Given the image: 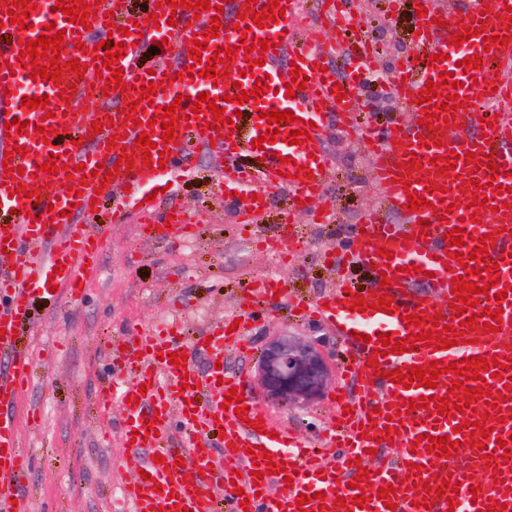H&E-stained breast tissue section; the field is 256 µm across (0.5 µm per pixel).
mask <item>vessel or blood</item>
<instances>
[{
  "label": "vessel or blood",
  "instance_id": "obj_1",
  "mask_svg": "<svg viewBox=\"0 0 512 512\" xmlns=\"http://www.w3.org/2000/svg\"><path fill=\"white\" fill-rule=\"evenodd\" d=\"M14 0L0 5V154L13 146L23 147V154H15L9 169L25 168L24 176L6 181L0 186V207L12 210L13 220L0 224V319H5L6 334L0 338V512H30V505L22 493L29 474V459L21 451L11 413L18 392L28 384L30 356L19 354L12 336L25 318L31 296L47 292L56 285L58 293L74 299L80 296V281L96 274V264L105 244L89 220L96 209L92 205L95 188H103L112 198V211L116 219L132 216L142 226L161 227L170 224L173 234L186 227V212L182 207L161 213L157 204L150 202L149 194L185 176L194 168V157L181 148L182 141L197 139L203 146L219 142L224 151V168L218 177L226 193L252 192V199L234 201L233 212L239 223L251 224L257 211L267 208L273 193L289 192L292 201H304L324 194L331 178L325 169L326 156L322 148L324 133L331 122H339L345 133H359L356 115L360 110L361 94L353 85L343 87L344 99H336L330 91L335 82L334 72L325 68L328 48L313 36H300L298 0H280L284 18L265 22L263 28L253 29L259 39L273 40L269 50L253 51L257 66L247 67L244 59L225 63L231 74L250 69L241 89L251 90L256 79H266L270 90L258 102L238 105L225 103L227 123L221 128L209 127L210 111H203L199 120L187 121L188 105L177 108L180 119L175 142L169 143L164 154H152V161H163L162 169L153 171L144 166L143 150L137 149L140 134L151 131L152 142H160V125L154 124L153 111L139 113V125L125 124L123 109L138 101L140 89L157 83L154 97L156 105L173 104L176 96L197 99L199 94L213 96L235 95L237 89L216 85L214 79L199 77L200 66L191 59L189 50L196 33L209 30L211 18H219L221 27L216 37L210 38L202 52L203 58L213 57L216 49L238 47L241 33L235 25L239 15L246 11L260 12L269 0H210V10L194 16L185 8L157 10L156 20L161 34L167 35L165 52L153 66L142 62L139 48V28L135 15L128 8L129 0H102L87 23H70L67 15L57 11L56 0H33L35 9L29 21L30 30L7 23V7ZM427 13L420 19L413 36V52L403 67L393 73L395 96L407 108L408 116L398 117L391 129L386 130L378 149L371 157L370 174L379 186L388 208L400 211L403 221L388 223L380 212L370 213L361 230L352 231L347 240L346 257L364 263L389 277L387 288L372 286L364 289L363 296L370 309H353L352 296L346 293V281L337 278L330 290L324 291L310 308V315L337 326L347 336L354 358V375L363 377L365 385L358 398H343V406L350 412L342 416L339 437L345 442L347 460L363 456L365 450L376 447L379 438L392 437L388 447V460L377 473L364 482L363 494L369 497V507L351 504L354 495L346 480L340 479L335 467L323 463L315 455L304 452L287 431H278L276 437L257 433L253 423L262 414L251 389L243 377H233L231 383H219V372L209 368L199 375L193 366L180 369L169 363L170 353L195 356L206 353L210 360L223 359L226 350L243 348L246 341L238 330H231L229 321H221L208 329L206 335L196 336L192 344L175 339L173 334L138 335L136 342L128 344L124 353L115 357L112 387L102 393L99 404L103 412H110L113 404L124 409L122 434L129 443V458L123 469L129 478L123 486V496L130 512H146L147 508L167 506L169 495H177L180 507L187 512H219L217 496L220 492L239 486L243 489L242 504L232 512H299L297 498L312 491L316 497L309 502L310 512H484L486 506L512 507V458L504 459L505 450H512V418L506 423H495L490 414L492 405L475 401L467 412L452 411L446 420L436 421L429 409L421 408L409 413L401 412L400 400H419L423 397H446L450 374H441L437 389L422 386L404 388L390 382L387 371L412 366H425L439 360L452 364L464 358L480 356L512 357V290L505 301H497L495 294H480L479 306L467 307V315L475 316L473 331L467 332L466 342L448 349L431 351L423 341H415L411 350L401 354H388L378 359L377 366H368L378 344L373 337L379 333L391 334L393 340L409 337L411 330L405 318L423 316V329H432L428 317L440 314L441 324L459 325L460 319L453 306L451 289L456 277L473 267L470 255L474 240L482 235L493 238L489 250L491 261L499 266L500 282L512 283V213H500L503 203L512 204V40L507 44L485 46L476 36L472 44L455 47L450 43L452 34L462 26L479 29L481 17L496 23L495 33L506 34L507 19L502 18L504 6L512 0H417ZM222 6V13H213V6ZM55 24L63 30L62 60L79 59L81 63L97 66L96 47L104 40L120 41L121 28H128L130 36L125 44V55L118 65L124 70L126 91H111L103 95L110 69L89 84L77 73L62 70L56 80L36 81L30 69L24 68L18 55L21 45L38 38L43 25ZM85 50H78V43ZM444 54V61H436V54ZM477 55L481 65L476 73L458 68V61ZM302 70L308 82L305 89L286 97L287 83L292 69ZM453 73L460 81V96L473 98L472 107L450 111L447 117H434L430 126H422L423 112L416 99L427 82L438 81L440 74ZM174 75L173 84L163 83L164 74ZM72 86L76 92L68 102H61L62 88ZM48 95L47 109L51 117H44L47 109L27 110L22 103L24 95ZM276 109L292 111L301 118L302 130L307 133L301 143L284 141L264 144L261 155L264 166L248 170L234 164L233 159L250 148L253 139L268 130V123L257 120L258 110ZM30 122L31 131L25 135L7 138L5 123L12 119ZM103 121L100 134H92L93 121ZM54 127L50 140H42L36 125ZM471 152L493 155V163L471 166L458 162L453 173L438 176V190L427 191L424 180L434 172V156L448 152ZM56 155L57 166L86 164L96 170L104 165V172L85 181L71 179L68 186H60L41 169L49 155ZM132 156L129 171L116 169L119 158ZM418 158L422 166L412 171L410 188H403L399 179L401 167L411 158ZM496 175L503 185V194H489L490 205L497 211L493 220L474 223L472 208L460 204L454 209L443 205L444 188L452 187L456 180H486ZM26 186L29 195L12 198L11 190ZM424 197L427 205L422 211L407 209L408 194ZM462 227L471 236L462 246L465 264H458L448 256L445 235L449 228ZM391 251L392 260L383 258V251ZM392 294L390 312L375 310L381 292ZM502 308L498 332L485 331L484 318L479 309ZM147 393H140V386ZM237 391L247 405V422H240L231 410L222 404L230 391ZM398 415L400 424L389 430V415ZM181 418L190 435L180 447H169L174 418ZM485 421L495 427L496 437L487 438L483 448L470 446L468 438H461L450 457H439L427 452L414 440L427 433L434 437L451 434L454 426L467 422ZM371 422L370 435L359 432L361 423ZM219 436L222 452L213 456L206 444L210 436ZM269 452L273 463L294 466L297 475L285 482L283 475H264L254 479L252 449ZM190 456L191 465L182 467L178 457ZM479 473L478 481H471L472 473ZM459 484L455 493L456 507H449L446 498L433 494L442 483ZM394 486L388 500L378 497L380 488Z\"/></svg>",
  "mask_w": 512,
  "mask_h": 512
}]
</instances>
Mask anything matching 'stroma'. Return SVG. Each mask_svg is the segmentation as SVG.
<instances>
[{"label":"stroma","instance_id":"stroma-1","mask_svg":"<svg viewBox=\"0 0 512 512\" xmlns=\"http://www.w3.org/2000/svg\"><path fill=\"white\" fill-rule=\"evenodd\" d=\"M365 25L378 35L379 67L403 60L411 50L416 17L411 0L390 14L387 0H352ZM332 179L324 199L309 210L290 212L286 196L256 223H235L224 209L214 183L224 159L214 150L197 149L193 175L182 180L174 199L163 206H188L193 218L186 234L173 239L142 234L135 219L116 224L112 203L104 201L97 218L108 237L97 275L83 286L77 301L33 297L17 337L16 349H35L32 379L16 398L13 414L20 444L32 461L24 486L31 512H122L120 485L126 453L119 431L104 434L98 401L112 383V345L139 331L178 326L183 341L231 316H241L251 348L224 354V369L254 380L262 350L271 336L285 330L320 338L337 377L334 389L355 397L361 379L341 377L346 345L336 327L297 313L296 302H313L336 278L332 258L343 253L347 238L369 211L381 204L368 160L353 140L336 133L325 142ZM331 207L332 221L315 223L319 209ZM290 223L301 242L299 252L270 251L263 242L274 226ZM275 271L288 293L277 308L242 313L253 281ZM276 426L314 448L325 462L340 461L342 449L325 436L335 420L331 396L305 407L281 406L260 399Z\"/></svg>","mask_w":512,"mask_h":512}]
</instances>
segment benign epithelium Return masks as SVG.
Masks as SVG:
<instances>
[{
	"instance_id": "1",
	"label": "benign epithelium",
	"mask_w": 512,
	"mask_h": 512,
	"mask_svg": "<svg viewBox=\"0 0 512 512\" xmlns=\"http://www.w3.org/2000/svg\"><path fill=\"white\" fill-rule=\"evenodd\" d=\"M256 380L263 393L278 403L305 405L325 394L333 372L319 341L281 332L266 343Z\"/></svg>"
}]
</instances>
